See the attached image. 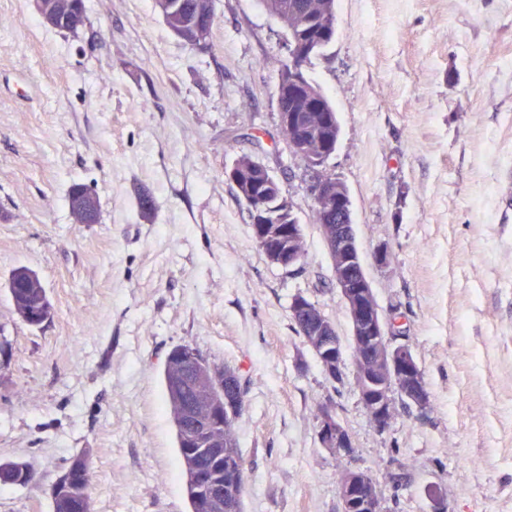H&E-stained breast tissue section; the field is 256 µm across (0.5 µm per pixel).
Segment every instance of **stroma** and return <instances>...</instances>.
<instances>
[{
	"label": "stroma",
	"mask_w": 512,
	"mask_h": 512,
	"mask_svg": "<svg viewBox=\"0 0 512 512\" xmlns=\"http://www.w3.org/2000/svg\"><path fill=\"white\" fill-rule=\"evenodd\" d=\"M85 3L71 34L32 0H0V461L34 474L0 485V512H51L84 451L91 512H188L162 384L179 344L242 375L243 512H342L348 469L372 475L387 512H512V0H336V36L305 69L341 129L319 175L346 185L379 310L429 394L382 432L354 383L311 174L279 130L282 21L260 0H215L196 49L154 0ZM243 156L303 227L297 267L253 237L225 175ZM76 183L98 223L74 222ZM20 266L53 306L38 326L9 299ZM299 294L336 329L343 383L293 329ZM327 402L349 448L320 444Z\"/></svg>",
	"instance_id": "obj_1"
}]
</instances>
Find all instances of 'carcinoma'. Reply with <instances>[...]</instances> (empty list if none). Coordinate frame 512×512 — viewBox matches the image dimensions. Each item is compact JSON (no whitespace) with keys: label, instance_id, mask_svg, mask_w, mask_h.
<instances>
[{"label":"carcinoma","instance_id":"carcinoma-1","mask_svg":"<svg viewBox=\"0 0 512 512\" xmlns=\"http://www.w3.org/2000/svg\"><path fill=\"white\" fill-rule=\"evenodd\" d=\"M265 7L286 23L294 25L307 38L318 39L336 23V0H261ZM164 23L179 38L191 45L197 39L199 21L196 0H155ZM53 24L60 31L75 33L87 20L85 0H49ZM14 311L23 320L35 316L45 322L52 316V305L43 288H12L9 291ZM174 367L165 361L163 383L165 397L171 407L176 442L185 477V492L189 512H199L198 500L211 498L210 512H242L246 476L242 455L235 433L236 418L224 414V396L244 392L241 381L200 397L192 387L176 390L173 387ZM202 400L208 408L212 435L219 445L211 448L207 443H193V421L178 417L179 402ZM0 467L9 471L17 485L33 480V472L20 459L4 460ZM92 461L87 453L74 457L66 468V480L50 488L52 512H91L90 486Z\"/></svg>","mask_w":512,"mask_h":512}]
</instances>
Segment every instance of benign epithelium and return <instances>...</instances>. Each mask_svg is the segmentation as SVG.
I'll list each match as a JSON object with an SVG mask.
<instances>
[{
    "label": "benign epithelium",
    "mask_w": 512,
    "mask_h": 512,
    "mask_svg": "<svg viewBox=\"0 0 512 512\" xmlns=\"http://www.w3.org/2000/svg\"><path fill=\"white\" fill-rule=\"evenodd\" d=\"M318 49L315 43H308L294 36V29L288 28V61L277 84V102L280 123L291 125L298 140L292 144L300 151L307 142L318 137L319 129L314 115L315 107L310 101L288 110L286 100L297 96L305 87L302 59ZM339 136L326 134L320 154L304 158L308 167L323 166L335 152ZM314 206L324 216L336 219V223L324 227L326 240L333 265L336 285L346 304L354 348L366 353V361L358 364L355 383L360 401L375 428L383 432L395 415L394 395L424 409L429 395L420 366L410 348L393 345L371 284L361 263L355 225L352 220V203L348 193L343 191L341 181L335 178H316L311 184ZM252 214V228L261 241L262 251L267 260L283 268H291L305 256L302 227L296 217L288 215V224H272V208L278 207L284 213L290 209L289 202L276 194L275 203L269 202V194L249 191L243 194ZM291 315L302 326L303 339L312 351L321 352L323 368L336 371V377H343L342 345L332 323L318 313L317 306L302 295L293 298ZM169 357L179 367V382L182 386L199 387L207 381L204 362L195 348L180 345ZM319 439L324 448L345 449L351 447V438L336 416L334 407L322 405L319 421ZM342 512H385L383 497L377 486L364 471L347 470L339 483Z\"/></svg>",
    "instance_id": "obj_1"
}]
</instances>
